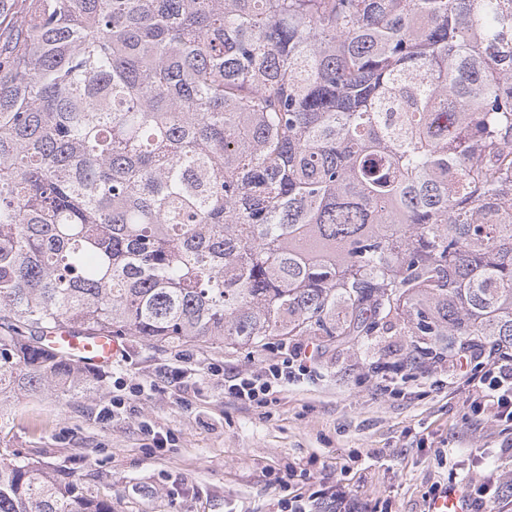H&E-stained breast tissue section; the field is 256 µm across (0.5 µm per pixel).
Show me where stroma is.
Wrapping results in <instances>:
<instances>
[{
    "label": "stroma",
    "instance_id": "35a3bbf8",
    "mask_svg": "<svg viewBox=\"0 0 512 512\" xmlns=\"http://www.w3.org/2000/svg\"><path fill=\"white\" fill-rule=\"evenodd\" d=\"M303 380L265 407L225 397L223 374L259 370L278 347L145 346L124 337L99 391L22 396L0 431V459L37 461L112 512H278L280 499L347 485L362 512H423L435 485L477 493L483 512H512L500 490L512 473V422L474 412L471 384L451 362H426L396 395L388 364L411 346L402 323L361 345L321 336ZM122 405L113 408V397ZM166 438L156 449L152 435ZM307 464L291 490L289 467Z\"/></svg>",
    "mask_w": 512,
    "mask_h": 512
}]
</instances>
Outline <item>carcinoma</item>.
I'll use <instances>...</instances> for the list:
<instances>
[{
  "mask_svg": "<svg viewBox=\"0 0 512 512\" xmlns=\"http://www.w3.org/2000/svg\"><path fill=\"white\" fill-rule=\"evenodd\" d=\"M512 349V0H0V428L156 346ZM0 512H112L0 461Z\"/></svg>",
  "mask_w": 512,
  "mask_h": 512,
  "instance_id": "cac0c4a2",
  "label": "carcinoma"
}]
</instances>
